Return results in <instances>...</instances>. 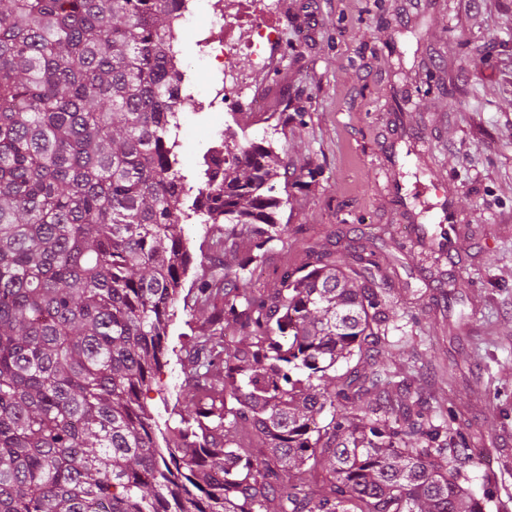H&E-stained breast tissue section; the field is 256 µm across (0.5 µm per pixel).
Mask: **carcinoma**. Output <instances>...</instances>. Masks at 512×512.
<instances>
[{
  "label": "carcinoma",
  "instance_id": "carcinoma-1",
  "mask_svg": "<svg viewBox=\"0 0 512 512\" xmlns=\"http://www.w3.org/2000/svg\"><path fill=\"white\" fill-rule=\"evenodd\" d=\"M179 2L0 0V512H484L451 427L379 411L395 301L376 252L310 242L260 286L288 248L275 180H300L235 136L186 188ZM191 218L225 225L234 262L183 296ZM180 298L209 314L161 426L146 399Z\"/></svg>",
  "mask_w": 512,
  "mask_h": 512
}]
</instances>
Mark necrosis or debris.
Instances as JSON below:
<instances>
[{
  "label": "necrosis or debris",
  "instance_id": "1",
  "mask_svg": "<svg viewBox=\"0 0 512 512\" xmlns=\"http://www.w3.org/2000/svg\"><path fill=\"white\" fill-rule=\"evenodd\" d=\"M276 32L270 8L260 0H182L176 37H191L195 63L209 72L210 80L200 91L182 76L179 98H199L203 112L260 111V102L248 96L240 61L265 65Z\"/></svg>",
  "mask_w": 512,
  "mask_h": 512
}]
</instances>
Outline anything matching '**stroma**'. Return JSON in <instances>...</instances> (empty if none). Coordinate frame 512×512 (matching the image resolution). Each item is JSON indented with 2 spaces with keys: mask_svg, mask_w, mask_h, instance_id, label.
<instances>
[{
  "mask_svg": "<svg viewBox=\"0 0 512 512\" xmlns=\"http://www.w3.org/2000/svg\"><path fill=\"white\" fill-rule=\"evenodd\" d=\"M281 32L267 64L249 70L265 111L302 112L271 140L302 182L280 214L288 251L273 284L315 240L381 233L398 303L383 357L432 423L456 417L466 448L449 446L485 512H512V0H273ZM184 107L177 149L190 184L207 142L231 124ZM187 273L224 257L221 237L187 223ZM147 404L165 422L186 392L189 315L175 306Z\"/></svg>",
  "mask_w": 512,
  "mask_h": 512,
  "instance_id": "1",
  "label": "stroma"
}]
</instances>
